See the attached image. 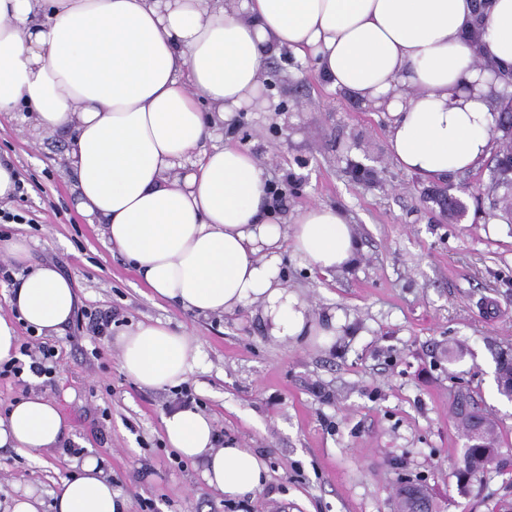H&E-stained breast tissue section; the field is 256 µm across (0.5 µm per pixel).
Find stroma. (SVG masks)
<instances>
[{"mask_svg":"<svg viewBox=\"0 0 512 512\" xmlns=\"http://www.w3.org/2000/svg\"><path fill=\"white\" fill-rule=\"evenodd\" d=\"M264 77V106L214 142L257 158L282 190L283 218L319 203L355 224L351 267L323 275L290 255L281 267L315 316L339 318L325 346L274 341L249 309L198 318L154 298L103 225L77 211L72 137L31 134L24 112L0 118V157L23 183L0 208L27 218L0 223V237L25 238L28 265L55 264L75 282L80 309L112 317L100 340L72 322L45 337L53 379L0 378V416L29 390L57 402L72 426L59 449L0 448V501L30 486L52 499L74 473L62 449L75 446L111 477L124 512H139L141 498L158 512H396L409 479L429 488L435 512H512V401L495 380L500 353L512 352V183H496L493 155L430 183L400 170L386 116L327 91L313 59L270 56ZM446 185L467 206L460 220L434 201ZM146 320L199 338L186 387L225 444L264 459L270 480L255 497L229 504L198 466L174 462L162 425L172 389L135 383L115 344V333ZM461 391L495 420L507 461L468 485L452 413Z\"/></svg>","mask_w":512,"mask_h":512,"instance_id":"stroma-1","label":"stroma"}]
</instances>
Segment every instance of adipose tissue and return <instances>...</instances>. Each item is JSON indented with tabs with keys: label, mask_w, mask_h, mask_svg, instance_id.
Here are the masks:
<instances>
[{
	"label": "adipose tissue",
	"mask_w": 512,
	"mask_h": 512,
	"mask_svg": "<svg viewBox=\"0 0 512 512\" xmlns=\"http://www.w3.org/2000/svg\"><path fill=\"white\" fill-rule=\"evenodd\" d=\"M315 59L330 91L388 114L399 168L432 181L489 155L495 104L512 71V0H0V115H33L34 132L76 144L79 209L153 295L198 317L253 307L285 342H330L337 319L312 316L280 278L284 249L322 273L357 258L355 227L311 205L289 224L269 204V177L235 146L203 152L219 124L258 105L264 60ZM199 160L183 167L193 151ZM20 321L51 335L79 303L50 263L4 297ZM121 368L146 387L176 386L198 363V337L154 321L118 333ZM170 448L235 501L263 491L264 460L216 447L198 408L162 418ZM71 425L31 394L0 417V447L54 448ZM60 486L54 512H120L112 480L87 456Z\"/></svg>",
	"instance_id": "1"
}]
</instances>
